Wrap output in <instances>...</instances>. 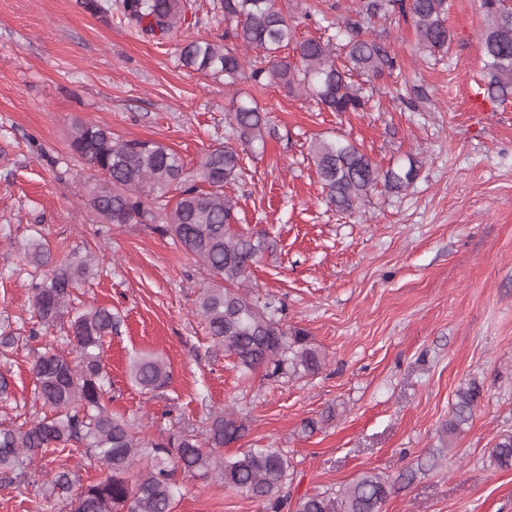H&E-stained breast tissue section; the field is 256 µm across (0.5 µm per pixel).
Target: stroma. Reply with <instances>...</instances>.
<instances>
[{"mask_svg":"<svg viewBox=\"0 0 512 512\" xmlns=\"http://www.w3.org/2000/svg\"><path fill=\"white\" fill-rule=\"evenodd\" d=\"M189 2L177 30L157 39L81 0H0V324L19 337L0 353L11 388L0 422L41 413L31 363L43 345L29 337L39 324L25 258L39 241L56 261L93 255L78 298L121 317L106 344V400L146 438L201 433L213 413L233 412L250 431L224 457L283 449L291 498L335 492L371 470L391 483L381 512H512V468L491 455L512 435V99L482 112L469 105L484 80L481 0H448L452 39L434 55L399 11L366 22L362 0H276L297 38L338 45L356 21L386 43L396 68L364 83L371 99L360 112H326L276 85L244 80L231 90L184 67L185 42L216 41L225 29L217 0ZM235 97L256 99L275 130L243 152L245 176L225 188L235 230L271 243L249 292L275 299L282 323L322 351L314 375H242L197 311L209 272L171 237L99 217L88 205L95 173L69 148L81 120L160 142L191 167L231 140ZM320 139L352 142L382 171L415 159L418 176L337 211L311 155ZM144 353L170 369L163 397L130 381L129 364ZM472 381L481 399L458 434L443 436ZM309 418L321 422L312 433ZM62 465L85 485L104 473L75 453L35 458L37 482L0 479V512H69L49 487ZM177 480L173 512H267L220 481Z\"/></svg>","mask_w":512,"mask_h":512,"instance_id":"stroma-1","label":"stroma"}]
</instances>
